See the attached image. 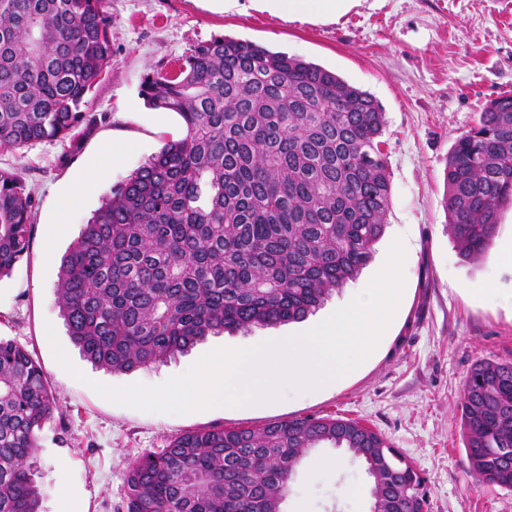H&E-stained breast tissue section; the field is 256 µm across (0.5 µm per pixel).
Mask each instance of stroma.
<instances>
[{
	"label": "stroma",
	"mask_w": 512,
	"mask_h": 512,
	"mask_svg": "<svg viewBox=\"0 0 512 512\" xmlns=\"http://www.w3.org/2000/svg\"><path fill=\"white\" fill-rule=\"evenodd\" d=\"M112 70L88 98L100 121L79 150L44 140L25 149L0 147V167L17 169L34 200L29 252L0 279V336L24 346L43 366L66 431L45 429L36 451L41 512H62L59 482L76 494V512H117L132 460L163 448L186 431L213 426L259 427L295 417L353 419L382 434L425 479L429 512H512V490L479 481L469 471L461 435L462 384L481 359H512V209L501 213L488 258L463 259L443 207L448 154L497 96L512 95V0H348L331 17L288 19L267 0H108ZM216 35L255 42L315 63L368 92L385 126L391 193L384 233L356 280L307 320L206 337L188 353L129 373L87 361L67 334L56 297L61 258L102 203L86 199L59 231L50 223L57 200L88 171L107 145L130 151L112 169L122 184L164 143L182 137L173 112L146 105L141 83L157 65L176 69L190 45ZM406 246L405 289L378 347L336 384L300 397L182 415L111 403L94 383L158 386L183 374L217 347L272 340L326 319L336 305L366 287L390 244ZM497 289L491 300L487 286ZM58 340L83 380L55 360L45 334ZM342 470H323L326 457ZM374 483L363 462L339 449L309 451L289 484L285 512H370Z\"/></svg>",
	"instance_id": "obj_1"
}]
</instances>
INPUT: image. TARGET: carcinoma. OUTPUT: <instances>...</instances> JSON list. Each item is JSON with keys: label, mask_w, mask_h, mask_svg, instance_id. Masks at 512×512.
I'll return each instance as SVG.
<instances>
[{"label": "carcinoma", "mask_w": 512, "mask_h": 512, "mask_svg": "<svg viewBox=\"0 0 512 512\" xmlns=\"http://www.w3.org/2000/svg\"><path fill=\"white\" fill-rule=\"evenodd\" d=\"M111 27L107 0H0L1 146L80 148ZM141 94L185 134L110 191L62 258L58 305L86 360L129 373L224 330L299 322L369 263L390 196L370 94L224 35L174 72L155 67ZM443 204L459 254L485 258L512 207V95L457 138ZM34 206L20 172L0 167V278L28 253ZM460 407L471 473L512 489V360L475 363ZM57 410L41 364L0 337V512H39L35 450ZM326 444L364 461L373 512H428L413 463L339 417L179 435L130 463L120 512H283L297 462Z\"/></svg>", "instance_id": "1"}]
</instances>
